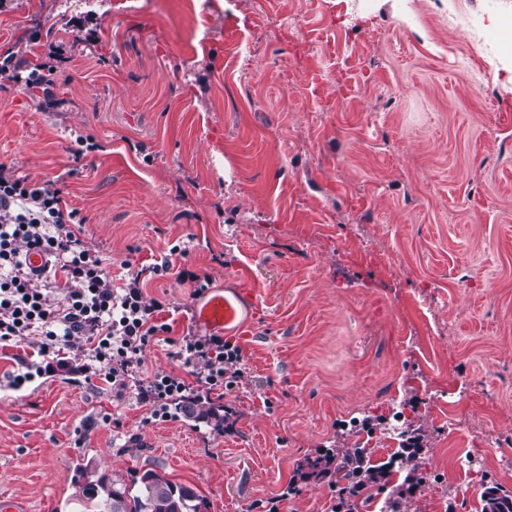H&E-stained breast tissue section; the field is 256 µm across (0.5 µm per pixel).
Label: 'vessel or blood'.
Returning a JSON list of instances; mask_svg holds the SVG:
<instances>
[{
    "label": "vessel or blood",
    "instance_id": "b4317fda",
    "mask_svg": "<svg viewBox=\"0 0 512 512\" xmlns=\"http://www.w3.org/2000/svg\"><path fill=\"white\" fill-rule=\"evenodd\" d=\"M254 294L248 288L212 291L192 309V324L208 334L249 337V324L255 315Z\"/></svg>",
    "mask_w": 512,
    "mask_h": 512
}]
</instances>
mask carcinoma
Returning a JSON list of instances; mask_svg holds the SVG:
<instances>
[{"mask_svg":"<svg viewBox=\"0 0 512 512\" xmlns=\"http://www.w3.org/2000/svg\"><path fill=\"white\" fill-rule=\"evenodd\" d=\"M181 414L194 423H204L216 430L224 427L221 406L209 399L193 397L180 405ZM370 455L356 441L346 448L336 449L339 480L349 486H362L372 477L371 470L352 465ZM75 496L89 512H203L208 503L192 489L175 483L159 471L148 468L131 480L114 473L98 475L90 464L76 466L71 479ZM483 512H512V495L501 494L495 486L483 491Z\"/></svg>","mask_w":512,"mask_h":512,"instance_id":"obj_1","label":"carcinoma"}]
</instances>
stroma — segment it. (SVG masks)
I'll return each mask as SVG.
<instances>
[{
    "instance_id": "35a3bbf8",
    "label": "stroma",
    "mask_w": 512,
    "mask_h": 512,
    "mask_svg": "<svg viewBox=\"0 0 512 512\" xmlns=\"http://www.w3.org/2000/svg\"><path fill=\"white\" fill-rule=\"evenodd\" d=\"M194 3L11 0L0 54L68 61L40 88L0 77V162L61 181L112 277L179 243L174 266L252 289V381L216 397L223 431L146 426L86 357L16 390L33 349L0 347V495L86 512L88 463L160 470L208 512L291 482L286 512H329L308 460L394 399L434 479L400 512L512 495V0ZM141 286L190 327L191 283Z\"/></svg>"
}]
</instances>
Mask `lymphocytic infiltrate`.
Wrapping results in <instances>:
<instances>
[{
  "mask_svg": "<svg viewBox=\"0 0 512 512\" xmlns=\"http://www.w3.org/2000/svg\"><path fill=\"white\" fill-rule=\"evenodd\" d=\"M56 59L51 52L30 66L1 55L0 74L16 86L40 87L55 71ZM83 222L57 181L33 182L0 163V344L30 340L40 358L33 371L13 376V388L53 371L66 349L92 357L116 396L136 390L152 424L172 419L173 406L191 384L212 394L250 381L242 349L223 336L174 335L161 317L162 302L145 299L140 273L114 285L107 259L76 234ZM31 252L43 255L40 269L28 265ZM58 287L63 301L50 304ZM158 343L168 346L174 370L142 374V354Z\"/></svg>",
  "mask_w": 512,
  "mask_h": 512,
  "instance_id": "1",
  "label": "lymphocytic infiltrate"
}]
</instances>
